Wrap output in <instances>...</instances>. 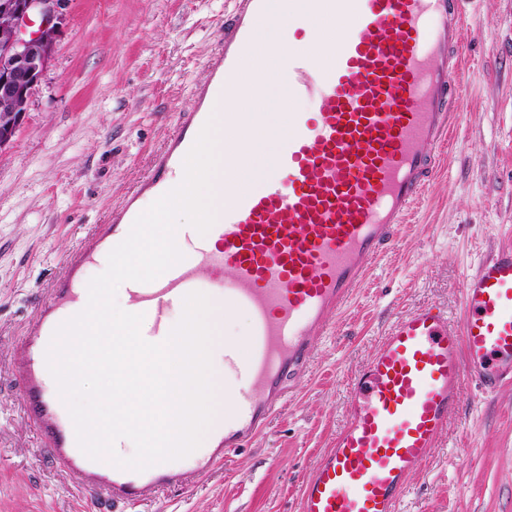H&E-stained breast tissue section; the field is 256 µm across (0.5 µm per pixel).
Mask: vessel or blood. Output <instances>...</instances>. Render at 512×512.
Returning <instances> with one entry per match:
<instances>
[{
  "instance_id": "obj_1",
  "label": "vessel or blood",
  "mask_w": 512,
  "mask_h": 512,
  "mask_svg": "<svg viewBox=\"0 0 512 512\" xmlns=\"http://www.w3.org/2000/svg\"><path fill=\"white\" fill-rule=\"evenodd\" d=\"M461 0H291L284 21L295 30L312 15L335 17L333 51L291 47L279 79L288 99L313 111L292 113L277 134V181L259 191L224 189L211 234L183 225L184 258L159 278L130 282L142 337L164 342L168 316L183 299L219 289L227 308L247 312L244 345L224 348V396L231 400L208 449L192 468L164 462L137 472L88 458L48 371L55 329L88 302V267L109 255L142 212L140 200L179 185L184 160L211 117L210 104L233 106L236 78L256 68L266 0H235L193 89L194 108L179 119L151 170L110 223L68 256L17 342L10 365L27 421L41 449L74 480L95 512L124 507L201 481L225 455L245 447L283 406L318 350L322 332L366 280L373 260L395 245L451 144L458 116L449 102L466 74ZM463 320L432 306L398 316L354 377L346 423L312 469L296 512H398L409 476L428 458L461 389L512 383V246L498 249L467 277Z\"/></svg>"
}]
</instances>
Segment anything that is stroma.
Masks as SVG:
<instances>
[{
  "label": "stroma",
  "instance_id": "stroma-1",
  "mask_svg": "<svg viewBox=\"0 0 512 512\" xmlns=\"http://www.w3.org/2000/svg\"><path fill=\"white\" fill-rule=\"evenodd\" d=\"M233 0H67L52 58L0 150V512H86L40 450L10 375L16 341L68 254L105 223L193 107ZM475 66L452 108L458 143L394 250L325 336L294 393L203 485L124 512H296L345 423L353 378L397 316L459 321L464 282L512 243V0H464ZM399 512H512V385L465 386Z\"/></svg>",
  "mask_w": 512,
  "mask_h": 512
}]
</instances>
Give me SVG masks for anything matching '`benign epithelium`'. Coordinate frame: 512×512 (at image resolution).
<instances>
[{
    "label": "benign epithelium",
    "instance_id": "1",
    "mask_svg": "<svg viewBox=\"0 0 512 512\" xmlns=\"http://www.w3.org/2000/svg\"><path fill=\"white\" fill-rule=\"evenodd\" d=\"M65 0H0V20L10 25L0 36V150L15 137L27 110L31 90L53 52L55 30Z\"/></svg>",
    "mask_w": 512,
    "mask_h": 512
}]
</instances>
